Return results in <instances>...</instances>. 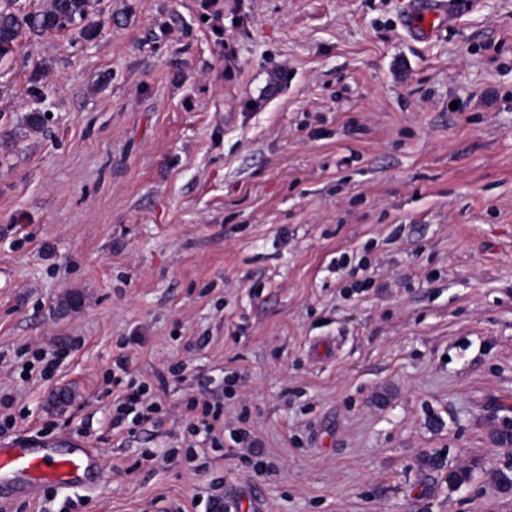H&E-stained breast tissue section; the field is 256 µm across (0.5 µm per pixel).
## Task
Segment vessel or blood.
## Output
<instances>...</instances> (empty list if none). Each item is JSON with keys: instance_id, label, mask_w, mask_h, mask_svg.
Returning a JSON list of instances; mask_svg holds the SVG:
<instances>
[{"instance_id": "obj_1", "label": "vessel or blood", "mask_w": 512, "mask_h": 512, "mask_svg": "<svg viewBox=\"0 0 512 512\" xmlns=\"http://www.w3.org/2000/svg\"><path fill=\"white\" fill-rule=\"evenodd\" d=\"M469 0H407L400 25L415 40H425L448 22L458 20ZM94 449L73 443L70 451L53 453L43 441L0 448V501L31 493L36 487L51 485L69 488L85 483L94 471Z\"/></svg>"}]
</instances>
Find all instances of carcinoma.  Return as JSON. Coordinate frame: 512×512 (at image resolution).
<instances>
[{
	"instance_id": "obj_1",
	"label": "carcinoma",
	"mask_w": 512,
	"mask_h": 512,
	"mask_svg": "<svg viewBox=\"0 0 512 512\" xmlns=\"http://www.w3.org/2000/svg\"><path fill=\"white\" fill-rule=\"evenodd\" d=\"M98 0H42L41 6L29 12H15L0 8V60L13 54L23 35H55L66 33L81 44L96 42L103 33L106 22L92 19ZM49 66L34 69L27 80L24 92L31 99L43 103L47 99L46 83ZM49 110L35 109L24 121L27 131L40 133L48 122Z\"/></svg>"
}]
</instances>
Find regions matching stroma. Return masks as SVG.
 Returning <instances> with one entry per match:
<instances>
[{"label": "stroma", "instance_id": "1", "mask_svg": "<svg viewBox=\"0 0 512 512\" xmlns=\"http://www.w3.org/2000/svg\"><path fill=\"white\" fill-rule=\"evenodd\" d=\"M404 3L222 0L215 27L200 0H101L99 41L28 36L0 60V391L26 414L0 438L52 421L55 451L97 449L90 488L57 501L204 512L191 497L220 478L260 512H512L493 438L512 422V0L427 43ZM42 61L41 135L23 117ZM37 345L69 355L26 383L8 365ZM122 351L148 382L188 363L135 438L100 389ZM227 368L225 406L278 470L219 449L126 474ZM48 73L49 66L47 64L37 67L30 73L24 88L25 94L38 103H43L47 99L48 84L45 80Z\"/></svg>", "mask_w": 512, "mask_h": 512}]
</instances>
